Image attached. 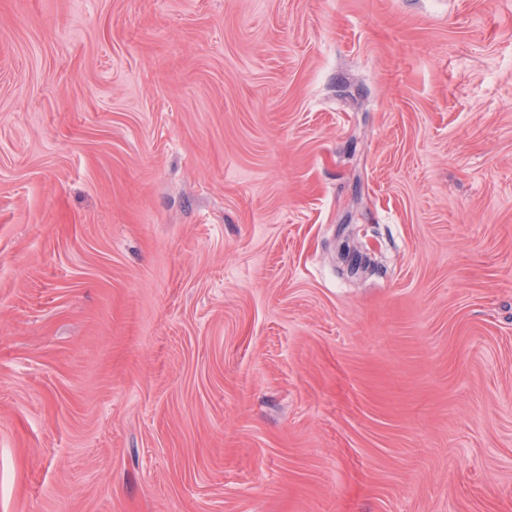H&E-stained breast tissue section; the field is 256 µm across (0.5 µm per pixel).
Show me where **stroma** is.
Segmentation results:
<instances>
[{"mask_svg":"<svg viewBox=\"0 0 512 512\" xmlns=\"http://www.w3.org/2000/svg\"><path fill=\"white\" fill-rule=\"evenodd\" d=\"M0 512H512V0H0Z\"/></svg>","mask_w":512,"mask_h":512,"instance_id":"1","label":"stroma"}]
</instances>
